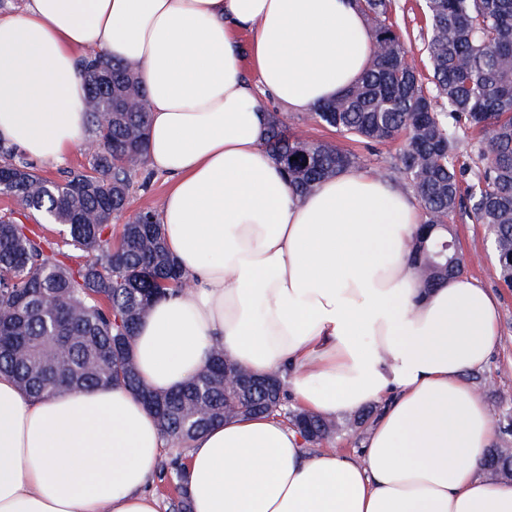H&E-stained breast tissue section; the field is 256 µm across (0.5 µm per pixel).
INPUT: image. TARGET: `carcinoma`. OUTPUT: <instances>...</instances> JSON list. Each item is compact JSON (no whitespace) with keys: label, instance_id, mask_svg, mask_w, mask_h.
<instances>
[{"label":"carcinoma","instance_id":"obj_1","mask_svg":"<svg viewBox=\"0 0 512 512\" xmlns=\"http://www.w3.org/2000/svg\"><path fill=\"white\" fill-rule=\"evenodd\" d=\"M374 35L373 61L342 97L312 110L313 118L367 144L404 139L394 169L407 180L421 212L411 262L426 287L462 274L467 266L445 225L457 214L487 229L500 280L512 288V0H424L423 50L427 73L415 66L397 23L394 0H358ZM81 75L98 91L87 97L90 135L106 153L54 181L0 143V195L19 210L0 215V374L40 399L58 390L122 386L139 395L157 418L164 439L187 447L213 423L283 412L308 445L371 418L369 407L341 418L308 414L288 405L278 375L258 386L224 388V371L246 373L216 349L180 389L157 394L141 381L132 345L153 302L184 290L186 280L165 247L156 212L144 208L122 226L112 245V219L129 203L133 178L147 170V100L135 67L96 52ZM478 132L472 169L460 161V124ZM266 148L282 164L299 197L361 158L327 142L287 134L283 114L269 113ZM297 160L283 165L285 157ZM39 212L62 226L51 238L22 216ZM57 305L43 308L47 297ZM512 448L487 450L484 470ZM176 483L177 512H190L180 457L162 466Z\"/></svg>","mask_w":512,"mask_h":512}]
</instances>
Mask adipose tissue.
I'll list each match as a JSON object with an SVG mask.
<instances>
[{
  "mask_svg": "<svg viewBox=\"0 0 512 512\" xmlns=\"http://www.w3.org/2000/svg\"><path fill=\"white\" fill-rule=\"evenodd\" d=\"M372 39L356 0H24L0 15V139L29 157L85 142L82 53L134 65L147 92L158 220L189 287L140 322L141 380L174 390L217 347L281 373L308 412L383 405L356 456L307 452L277 414L214 424L189 443L191 512H512V484L481 473L493 429L467 379L499 342L493 295L465 274L423 287L412 194L349 169L299 198L264 147L261 95L289 112L343 95ZM165 446L125 389L34 400L0 375V512H160L147 486Z\"/></svg>",
  "mask_w": 512,
  "mask_h": 512,
  "instance_id": "ef3b65f1",
  "label": "adipose tissue"
}]
</instances>
